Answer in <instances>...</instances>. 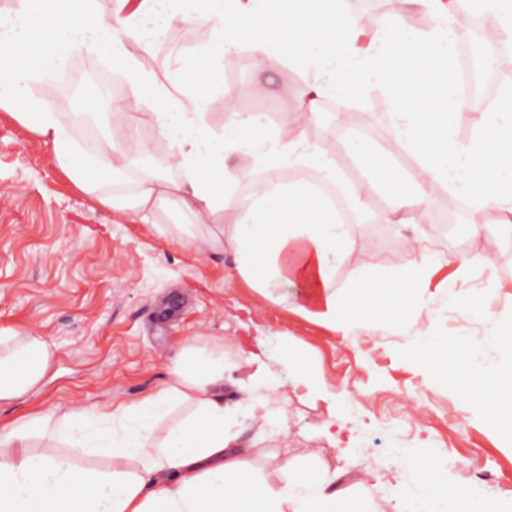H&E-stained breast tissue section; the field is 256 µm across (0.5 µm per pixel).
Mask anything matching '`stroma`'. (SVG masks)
<instances>
[{"label":"stroma","instance_id":"1","mask_svg":"<svg viewBox=\"0 0 512 512\" xmlns=\"http://www.w3.org/2000/svg\"><path fill=\"white\" fill-rule=\"evenodd\" d=\"M210 37L209 27L201 25L166 29L153 44L155 71L177 79L180 58L200 53ZM223 81L239 90L262 84L265 95L237 98L236 109L267 114L274 124L306 101L302 69L279 58L258 59L245 46L225 64ZM35 91L77 140L87 138L86 103L95 89L77 95L55 79ZM322 109L358 112L367 122L312 125L309 139L341 145L363 137L389 146L406 167H414V159L390 140L393 105L382 88L335 94L323 99ZM431 199L430 224H390L384 194L370 191L364 198L367 220L354 228L355 250L338 281L405 264L396 239L426 233L446 262L430 279V304L419 314V326L483 342L482 325L465 308L448 307L445 293L464 298L494 279L492 311L512 322V234L499 230L498 213L488 212L479 217L487 233L472 238L457 195L438 184ZM154 220L150 226L111 211L100 192L70 179L26 122L0 109V336L31 334L53 345L39 386L18 401L0 403L1 424L37 411L94 409L148 396L169 380L183 339L192 337L198 347L223 350L236 360V367L224 371L229 402L241 401L261 378L278 382L268 455L250 461L270 486H279L291 467L327 470L336 474L338 494L357 497L366 482L375 487L374 512H403L418 496L421 468L429 464L452 486L471 485L478 471L492 473L498 482L489 494L512 512V436L407 360L411 337L395 328L367 327L345 336L286 308L262 305L230 259L157 233V226L178 223V216L159 211ZM475 247L489 266L458 278L459 258ZM303 363L316 369L321 395L297 386Z\"/></svg>","mask_w":512,"mask_h":512}]
</instances>
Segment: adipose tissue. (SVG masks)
I'll use <instances>...</instances> for the list:
<instances>
[{"mask_svg":"<svg viewBox=\"0 0 512 512\" xmlns=\"http://www.w3.org/2000/svg\"><path fill=\"white\" fill-rule=\"evenodd\" d=\"M54 0H19L0 13V108L18 112L50 145L55 160L78 185L105 178L102 201L115 211L148 221L158 209L181 216L171 235L202 254L230 256L238 277L260 296L328 328L354 329L382 309L399 312L398 328L411 336L409 356L450 391L484 411L512 434V368L484 365L480 346L420 329L421 288L442 265V254L424 238L404 237L408 266L336 282L352 255L351 227L316 184L283 180L284 170H312L322 180L343 183L328 140H309L305 128L320 123L319 103L340 85L382 86L394 112L391 138L411 154L417 168L402 170L382 145L347 142L345 152L364 173L349 195L361 212L362 197L377 186L388 201L392 224H423L433 185L448 186L475 214L512 215V84L500 87L481 112L468 140L456 126L466 106L455 80L457 12L489 18V38L512 42V0H418L433 16L426 32L375 21L366 49L357 46L358 20L342 0H141L132 14L107 20L97 0H74L53 9ZM207 24L204 81H161L147 62L155 37L171 25ZM260 57L280 56L310 77L308 106L280 125L236 111L234 89L222 81L224 59L240 45ZM120 60L131 98L112 103L114 125L93 147H83L58 112L37 97L32 83L50 77L70 58ZM224 100L222 130L206 119L215 96ZM141 109L142 122L170 146L166 171L133 168V157L149 145L126 125ZM247 155L265 173L253 182L245 204L234 201L249 170L230 169L226 158ZM131 190H124L126 179ZM496 283L469 302L485 334L512 361V324L491 311ZM52 346L39 336H0V402L20 399L41 381ZM223 355H206L192 338L182 342L170 382L135 402L93 412L22 415L0 426V512H369L373 488L363 485L358 501L337 496L335 476L289 472L278 491L255 483L246 468L263 456L274 382L247 392L244 403L261 422L250 442L230 430L235 405L224 400ZM46 449H38V442ZM420 512H476L471 489L449 487L435 467L421 483Z\"/></svg>","mask_w":512,"mask_h":512,"instance_id":"ef3b65f1","label":"adipose tissue"}]
</instances>
